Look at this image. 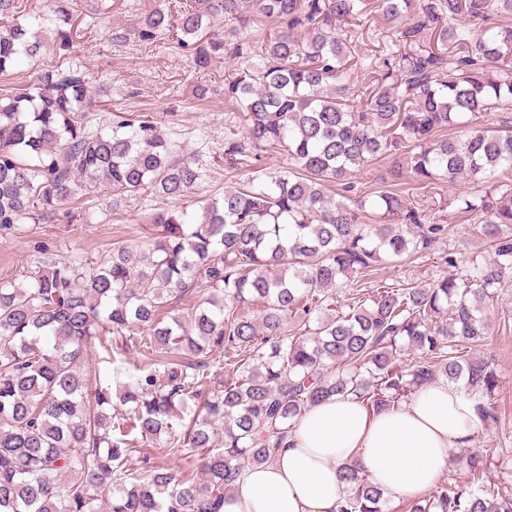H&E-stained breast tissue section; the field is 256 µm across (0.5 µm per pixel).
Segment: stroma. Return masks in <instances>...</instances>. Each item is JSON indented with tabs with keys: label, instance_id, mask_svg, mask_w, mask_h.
I'll return each instance as SVG.
<instances>
[{
	"label": "stroma",
	"instance_id": "35a3bbf8",
	"mask_svg": "<svg viewBox=\"0 0 512 512\" xmlns=\"http://www.w3.org/2000/svg\"><path fill=\"white\" fill-rule=\"evenodd\" d=\"M104 14L90 21L75 51L90 71L112 79V97L107 111L98 113L99 122L111 121L113 112H146L158 121L164 135L182 154L198 155L208 170L205 183L193 188L172 204L201 211L213 197L222 195L235 178L224 167V124L228 108L223 97L201 101L195 86L208 78H223V61H214L209 70L192 68L171 37L161 36L151 44L140 43L137 30L144 17L157 7V0H106ZM140 96H130V89ZM406 196L428 201L430 223L448 227L445 238L420 258L400 266H385L377 277L387 281L424 286L443 272V251L456 252L462 260L490 257V247L473 219L458 212L452 197L474 191L472 182L434 187L418 185L412 178L400 181ZM83 201L95 214L90 224H25L0 230V282L22 281L27 271L65 257H78L85 263L98 261L115 247L138 248L153 231L148 210L138 198L113 208L112 197L104 187L84 195ZM486 343L496 355L500 383L494 403L499 424L480 429L475 448L482 452L488 480L512 490V282L498 289L486 307Z\"/></svg>",
	"mask_w": 512,
	"mask_h": 512
}]
</instances>
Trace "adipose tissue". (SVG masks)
Wrapping results in <instances>:
<instances>
[{"label":"adipose tissue","mask_w":512,"mask_h":512,"mask_svg":"<svg viewBox=\"0 0 512 512\" xmlns=\"http://www.w3.org/2000/svg\"><path fill=\"white\" fill-rule=\"evenodd\" d=\"M480 427L475 401L444 381L379 412L337 394L303 413L271 461L243 472L222 512H338L350 466L387 497L411 496L454 469L451 449Z\"/></svg>","instance_id":"obj_1"}]
</instances>
